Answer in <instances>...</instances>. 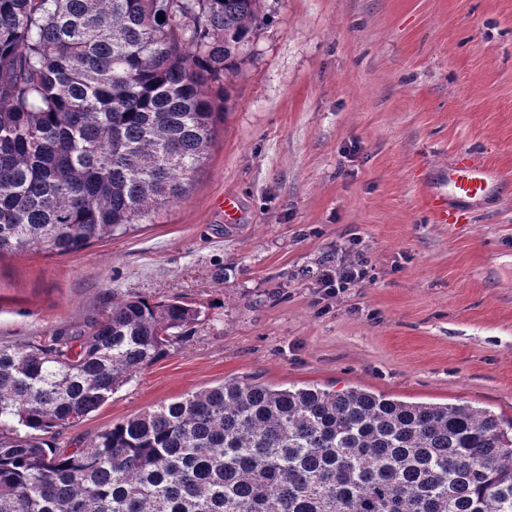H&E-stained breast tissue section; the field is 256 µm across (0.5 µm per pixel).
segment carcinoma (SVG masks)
Wrapping results in <instances>:
<instances>
[{
    "label": "carcinoma",
    "instance_id": "cac0c4a2",
    "mask_svg": "<svg viewBox=\"0 0 512 512\" xmlns=\"http://www.w3.org/2000/svg\"><path fill=\"white\" fill-rule=\"evenodd\" d=\"M262 21L260 0H0V256L177 200ZM200 314L114 297L83 333L0 343V512H512V422L468 404L233 381L47 439Z\"/></svg>",
    "mask_w": 512,
    "mask_h": 512
}]
</instances>
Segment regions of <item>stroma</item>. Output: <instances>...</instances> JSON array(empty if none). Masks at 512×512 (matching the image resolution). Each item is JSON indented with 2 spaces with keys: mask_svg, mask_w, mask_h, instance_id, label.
<instances>
[{
  "mask_svg": "<svg viewBox=\"0 0 512 512\" xmlns=\"http://www.w3.org/2000/svg\"><path fill=\"white\" fill-rule=\"evenodd\" d=\"M262 15L181 198L76 253L0 256L2 342L77 333L127 294L202 311L56 429L60 449L232 380L512 420V0H263ZM461 151L503 181L441 224L426 192ZM353 237L372 283L318 288L310 270Z\"/></svg>",
  "mask_w": 512,
  "mask_h": 512,
  "instance_id": "1",
  "label": "stroma"
}]
</instances>
